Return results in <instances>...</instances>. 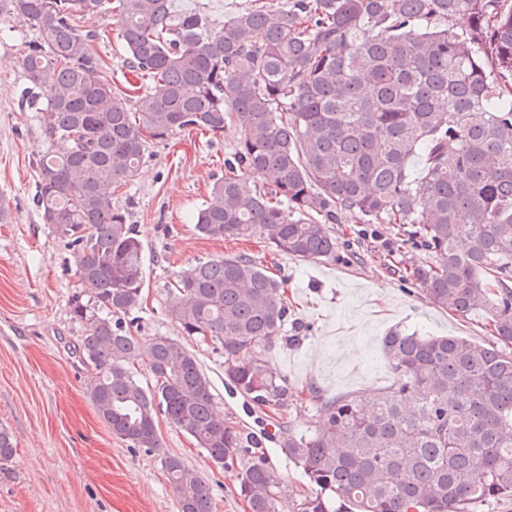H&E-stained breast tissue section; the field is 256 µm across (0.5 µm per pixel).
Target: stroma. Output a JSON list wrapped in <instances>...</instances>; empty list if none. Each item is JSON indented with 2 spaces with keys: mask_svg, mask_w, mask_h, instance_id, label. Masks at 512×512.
Returning a JSON list of instances; mask_svg holds the SVG:
<instances>
[{
  "mask_svg": "<svg viewBox=\"0 0 512 512\" xmlns=\"http://www.w3.org/2000/svg\"><path fill=\"white\" fill-rule=\"evenodd\" d=\"M95 32L93 52L107 64L104 76L126 89L132 75L109 18L84 21ZM30 34L24 27H0V428L14 437V453L0 473V512H178L161 459L179 457L205 480L216 512H247L238 494V475L249 459L214 465L184 432L167 421L158 425L162 447H129L100 418L87 385L91 370L76 348L83 331L70 317L69 299L79 287L64 242L41 224L33 202L35 161L46 143L30 113L22 111V66ZM239 138L228 127L216 138L179 133L151 149L132 183L114 200L129 213L146 248L144 302L137 336L179 338L165 313V291L197 259L247 254L282 281L291 314L305 326L294 344L276 341L263 353L285 376L291 396L274 411H259L224 385V358L211 347L189 343L209 376L216 409L226 422L255 441L280 479V499L299 501L308 482L277 450L271 437L278 423L295 433L315 431L319 401L393 381L381 338L394 327L437 336H460L494 344L484 310L462 315L428 304L406 281L411 264L427 252L407 244L392 224H364L340 209L329 223L338 251L332 260L304 261L272 252L260 236L209 240L199 236L194 217L209 199L214 178ZM387 293H376L379 283ZM358 354L348 358L346 343Z\"/></svg>",
  "mask_w": 512,
  "mask_h": 512,
  "instance_id": "stroma-1",
  "label": "stroma"
}]
</instances>
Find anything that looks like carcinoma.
Listing matches in <instances>:
<instances>
[{"mask_svg":"<svg viewBox=\"0 0 512 512\" xmlns=\"http://www.w3.org/2000/svg\"><path fill=\"white\" fill-rule=\"evenodd\" d=\"M505 0H280L226 21L172 0H0V24L33 34L21 107L47 141L36 167L42 223L72 253L79 357L112 434L160 448L158 418L221 467L250 452L213 411L210 378L181 342L132 335L145 249L112 202L156 145L180 132L240 138L196 216L206 239L266 237L303 260L336 257V209L396 224L431 255L408 276L434 306L486 309L501 346L392 330L391 386L324 400L310 435L281 424L279 451L311 486L298 512H469L512 501V8ZM116 20L132 95L102 76L81 21ZM465 18L469 30L456 20ZM420 155L423 169L411 172ZM468 228V243L458 236ZM182 336L224 356V384L259 409L288 400L262 351L291 312L281 283L246 255L196 262L166 291ZM149 372L145 386L138 366ZM0 429V472L13 454ZM162 466L180 512L213 494L177 456ZM265 455L241 472L248 512H276Z\"/></svg>","mask_w":512,"mask_h":512,"instance_id":"carcinoma-1","label":"carcinoma"}]
</instances>
